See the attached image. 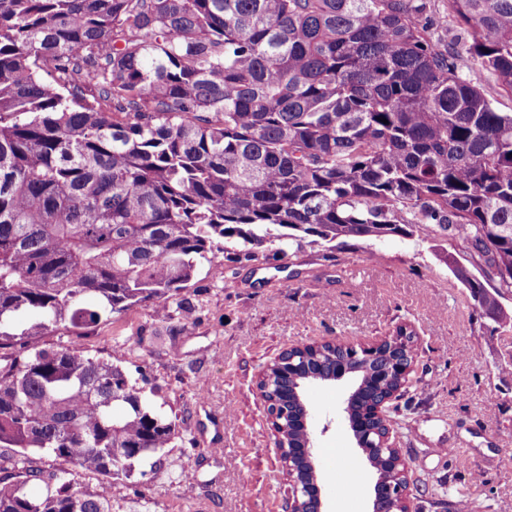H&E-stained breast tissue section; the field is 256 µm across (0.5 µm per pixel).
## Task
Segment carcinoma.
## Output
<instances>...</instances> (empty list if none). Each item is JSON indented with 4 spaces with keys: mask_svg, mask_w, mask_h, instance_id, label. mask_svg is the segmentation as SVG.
<instances>
[{
    "mask_svg": "<svg viewBox=\"0 0 512 512\" xmlns=\"http://www.w3.org/2000/svg\"><path fill=\"white\" fill-rule=\"evenodd\" d=\"M445 9L449 42L422 0H0V512H112L33 457L128 476L178 434L127 370L31 337L166 318L221 254L443 233L473 308L512 324V112L465 76L512 93V0ZM272 375L296 448L305 378ZM467 78L480 87L498 112H512V95L499 86L495 76L486 70L467 72Z\"/></svg>",
    "mask_w": 512,
    "mask_h": 512,
    "instance_id": "cac0c4a2",
    "label": "carcinoma"
}]
</instances>
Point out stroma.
Instances as JSON below:
<instances>
[{"mask_svg":"<svg viewBox=\"0 0 512 512\" xmlns=\"http://www.w3.org/2000/svg\"><path fill=\"white\" fill-rule=\"evenodd\" d=\"M444 239L310 242L279 259H221L182 292L170 318L136 306L82 339L91 355L145 376L143 390L179 426L154 469L78 472L112 485V512H283L287 482L256 392L290 346L369 341L398 325L416 336L414 384L390 411L422 512H512V325L474 312L439 254ZM352 379L307 385L326 512H368L375 478L343 413ZM469 455L474 470L456 459Z\"/></svg>","mask_w":512,"mask_h":512,"instance_id":"obj_1","label":"stroma"}]
</instances>
